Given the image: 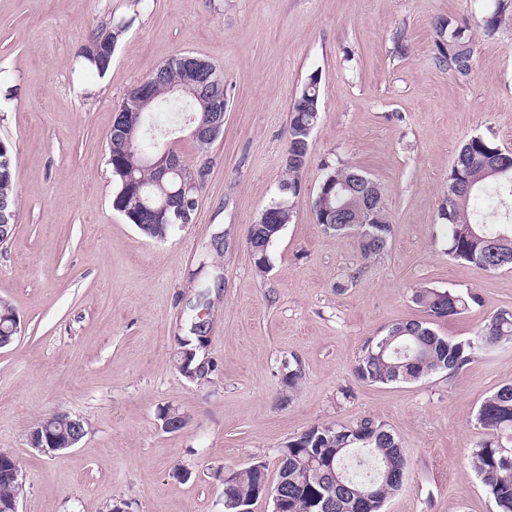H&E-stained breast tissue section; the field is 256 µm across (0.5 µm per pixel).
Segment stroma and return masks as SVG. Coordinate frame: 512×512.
<instances>
[{"label": "stroma", "mask_w": 512, "mask_h": 512, "mask_svg": "<svg viewBox=\"0 0 512 512\" xmlns=\"http://www.w3.org/2000/svg\"><path fill=\"white\" fill-rule=\"evenodd\" d=\"M495 0H0V140L15 155V230L0 244V300L21 331L0 349V451L21 466L19 512H224L222 472L262 461L278 477L289 439L365 417L403 440L410 468L384 512H494L466 456L475 413L512 384V346L457 376L358 382L363 342L399 321L425 320L415 288L476 292L481 307L434 320L474 336L512 310V268L487 273L448 257L439 210L458 147L475 135L512 151V31L484 34ZM467 21L474 66L460 78L435 63L438 24ZM127 29L105 76L78 56L88 35ZM404 36L405 50L394 44ZM224 77V134L193 224L164 240L112 206L106 137L127 90L173 56ZM319 74V124L293 218L258 274L251 224L279 197L292 104ZM353 166L382 190L388 252L364 260L350 235L325 233L311 202L326 165ZM226 244L213 249L214 235ZM212 289L211 381L183 377L177 338L201 279ZM305 378L286 392L282 364ZM188 418L167 432L165 408ZM65 411L87 432L69 450L32 448L39 419ZM188 471L177 480L176 469Z\"/></svg>", "instance_id": "obj_1"}]
</instances>
